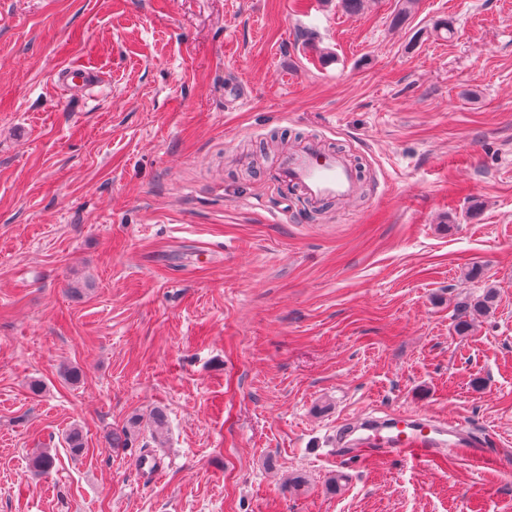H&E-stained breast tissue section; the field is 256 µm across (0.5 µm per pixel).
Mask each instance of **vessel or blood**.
<instances>
[{"label": "vessel or blood", "mask_w": 512, "mask_h": 512, "mask_svg": "<svg viewBox=\"0 0 512 512\" xmlns=\"http://www.w3.org/2000/svg\"><path fill=\"white\" fill-rule=\"evenodd\" d=\"M58 79L63 85L83 90L92 85L95 74L89 69L74 67L59 73ZM277 178L297 186L313 204L347 199L357 184V175L344 156L324 151L312 142L301 143L288 153L280 163ZM345 434L355 446L372 448L384 455L419 459L434 456L441 448L479 458L486 445L485 439L475 438L466 431L401 413L379 420H363L348 427Z\"/></svg>", "instance_id": "b4317fda"}]
</instances>
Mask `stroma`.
I'll use <instances>...</instances> for the list:
<instances>
[{"mask_svg":"<svg viewBox=\"0 0 512 512\" xmlns=\"http://www.w3.org/2000/svg\"><path fill=\"white\" fill-rule=\"evenodd\" d=\"M305 141L354 197L277 180ZM386 410L483 461L337 460ZM0 512H512V0H0ZM95 77L93 71L81 67L66 68L58 74V80L62 85L81 90L90 87L95 81ZM496 298L497 294L493 288L485 286L481 295L468 296L458 303L456 329L459 332H464L469 326L467 318L489 314L495 308Z\"/></svg>","mask_w":512,"mask_h":512,"instance_id":"35a3bbf8","label":"stroma"}]
</instances>
